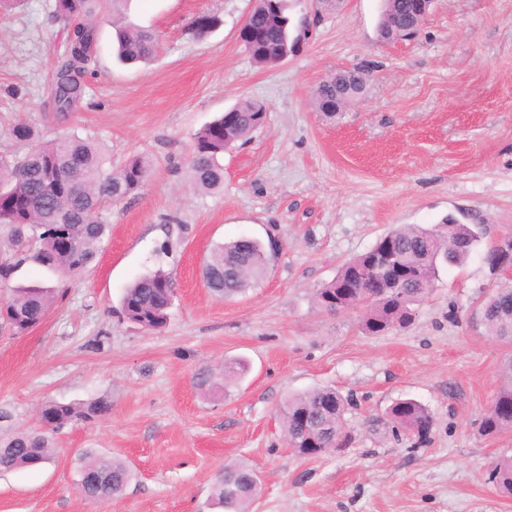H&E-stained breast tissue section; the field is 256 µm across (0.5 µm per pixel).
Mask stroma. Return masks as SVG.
I'll return each instance as SVG.
<instances>
[{
	"label": "stroma",
	"instance_id": "1",
	"mask_svg": "<svg viewBox=\"0 0 512 512\" xmlns=\"http://www.w3.org/2000/svg\"><path fill=\"white\" fill-rule=\"evenodd\" d=\"M254 0H129L124 24L158 39L146 67L119 64L114 30L98 28L89 89L77 112L44 111L66 30L54 0L0 15V151L25 117L41 139L92 136L113 164L150 155L143 187L107 210L95 261L66 283L45 320L0 331V434L37 427L49 401L106 398L111 411L54 433L56 455L0 474V512H209L228 461L259 476L252 512H512L492 463L512 456V431L478 425L512 341L475 314L511 277L490 273L485 249L512 235V0H434L416 37L383 42V0H288L295 52L256 66L238 28ZM221 26L195 39L191 22ZM373 71L365 94L335 118L314 90L338 69ZM267 121L224 155V188L188 179L195 133L242 100ZM454 217L475 224L480 248L441 270L413 323L367 335L355 312L330 313L314 293L347 260L400 224ZM277 239L265 279L232 299L207 290L201 268L224 242ZM164 269L176 280L166 325L123 319L124 289ZM246 361L221 386L226 360ZM207 369L217 388L198 389ZM332 387L349 396L347 444L313 459L290 452L278 408L291 394ZM426 406V440L393 430L399 399ZM125 460L135 476L105 503L86 499L79 456Z\"/></svg>",
	"mask_w": 512,
	"mask_h": 512
}]
</instances>
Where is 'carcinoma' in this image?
I'll return each instance as SVG.
<instances>
[{"instance_id":"1","label":"carcinoma","mask_w":512,"mask_h":512,"mask_svg":"<svg viewBox=\"0 0 512 512\" xmlns=\"http://www.w3.org/2000/svg\"><path fill=\"white\" fill-rule=\"evenodd\" d=\"M287 0H255L249 13L255 39L244 45L258 66L275 62L283 44L290 42ZM99 0H55L53 18L67 30L64 51L55 60L51 74L49 106L65 117L84 99L89 64L97 52ZM405 22L404 0H388L381 26L393 30ZM222 19L212 13L198 15L193 36L200 39L218 28ZM117 56L125 64L148 63L157 51L155 35L147 29L119 28ZM317 106L336 99V79L321 82L315 90ZM236 126L224 133L220 116L194 137L189 159V178L202 192L224 187V152L245 141L261 125L265 106L247 100L231 107ZM11 140L24 151L0 153V225L10 234L0 245V283H7L16 268L33 261L63 279L79 276L94 262L98 244L108 224L103 212L135 194L147 180L152 161L133 156L118 167H105L100 148L88 138L72 133L48 142L40 141L32 127L17 121L9 129ZM386 237L392 241L394 262L410 271L406 281L384 288H368L370 269L380 244L343 265L336 276L317 289L316 301L331 312L363 310L361 328L378 335L392 328L407 327L413 308L427 296L443 265H459L474 251L480 237L472 224L448 218L430 228L398 226ZM279 248L257 238H237L217 246L203 266L206 288L220 298H231L258 285L266 276ZM172 275L158 269L130 284L123 293L124 317L145 330H157L168 320L169 297L174 292ZM57 293L54 288L20 286L8 289L0 324L23 334L46 316ZM480 323L499 339L512 340V286L492 290L479 309ZM500 383L492 405L479 424L485 436L512 430V357L500 367ZM348 399L331 388H317L285 399L280 407L288 447L302 458H317L325 449L344 444V415ZM111 403L94 399L82 405L52 401L45 414L50 421L41 428L0 437V471L36 467L52 456L48 434L74 421H90L107 414ZM387 418L420 440L433 426L430 411L413 399L395 402ZM79 472L85 498L105 502L122 492L132 477L120 459H103L81 453ZM253 472L241 464H229L218 476L210 506L222 512H250L258 483ZM490 481L504 496H512V458L499 460Z\"/></svg>"}]
</instances>
